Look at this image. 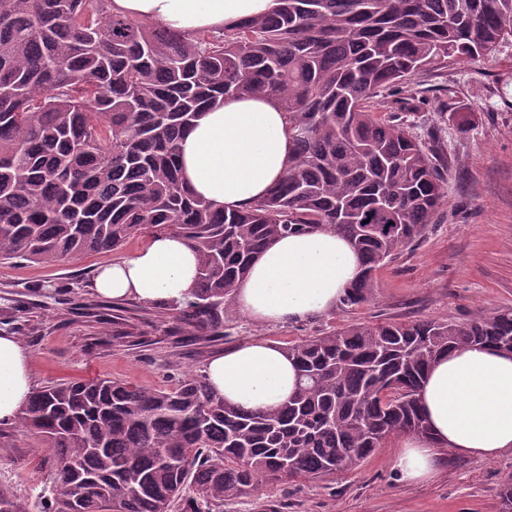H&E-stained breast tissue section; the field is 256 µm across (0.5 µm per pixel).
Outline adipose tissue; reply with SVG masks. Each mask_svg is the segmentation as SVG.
I'll use <instances>...</instances> for the list:
<instances>
[{"instance_id": "adipose-tissue-1", "label": "adipose tissue", "mask_w": 512, "mask_h": 512, "mask_svg": "<svg viewBox=\"0 0 512 512\" xmlns=\"http://www.w3.org/2000/svg\"><path fill=\"white\" fill-rule=\"evenodd\" d=\"M277 0H112L113 12L186 35L219 31L270 13ZM294 142L271 98H233L203 109L180 142V167L195 196L228 211L263 198L288 170ZM198 257L182 238L150 239L131 257L99 269L95 291L108 299L182 303L196 283ZM361 266L349 242L324 228L279 238L252 263L234 298L260 323L302 320L336 306ZM205 375L218 396L246 409L288 401L297 370L282 349L250 341L210 359ZM34 390L31 356L16 336L0 333V425H14ZM419 400L430 435L404 436L393 460L401 481L432 479L441 451L484 460L512 453V354L481 346L440 357Z\"/></svg>"}]
</instances>
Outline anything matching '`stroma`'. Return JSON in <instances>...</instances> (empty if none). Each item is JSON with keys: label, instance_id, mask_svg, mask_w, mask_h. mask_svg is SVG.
Listing matches in <instances>:
<instances>
[{"label": "stroma", "instance_id": "1", "mask_svg": "<svg viewBox=\"0 0 512 512\" xmlns=\"http://www.w3.org/2000/svg\"><path fill=\"white\" fill-rule=\"evenodd\" d=\"M414 95L412 105L403 102ZM412 134L448 161L445 201L423 239L376 273L373 300L297 322L260 324L237 306L223 336L201 339L162 321L135 298L98 295L101 266L131 257L145 237L122 249L53 266L0 265V333L29 351L35 387L111 378L171 387L203 373L209 359L247 341L294 342L352 325L437 318L463 322L512 306V38L475 61L420 72L379 98ZM469 132H460L458 115ZM396 440L355 469L324 479L276 483L225 503L224 512H501L499 490L512 455L481 460L446 455L425 483H401L392 468ZM51 451L18 426H0V494L37 512L54 477Z\"/></svg>", "mask_w": 512, "mask_h": 512}]
</instances>
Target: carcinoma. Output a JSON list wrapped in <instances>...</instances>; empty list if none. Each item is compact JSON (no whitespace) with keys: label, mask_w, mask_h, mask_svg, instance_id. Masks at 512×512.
<instances>
[{"label":"carcinoma","mask_w":512,"mask_h":512,"mask_svg":"<svg viewBox=\"0 0 512 512\" xmlns=\"http://www.w3.org/2000/svg\"><path fill=\"white\" fill-rule=\"evenodd\" d=\"M106 2L0 0V260L55 265L179 236L198 276L168 318L202 338L224 335L250 265L290 233L343 235L362 273L340 306L370 300L376 271L434 223L448 176L378 97L512 37V0H279L192 36ZM232 96L276 99L295 155L266 197L228 212L191 193L178 156L198 111ZM477 345L512 352L511 306L291 344L297 390L273 409L226 403L203 375L44 386L18 420L53 451L41 512H212L263 483L352 470L393 437L428 434L421 381Z\"/></svg>","instance_id":"obj_1"}]
</instances>
